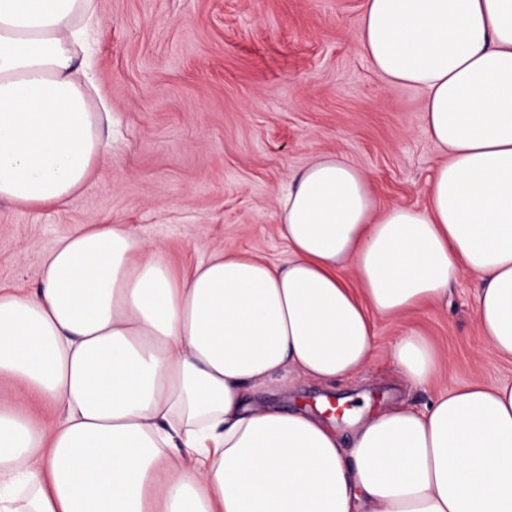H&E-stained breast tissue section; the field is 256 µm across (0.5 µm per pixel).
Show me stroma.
<instances>
[{
    "label": "stroma",
    "instance_id": "stroma-1",
    "mask_svg": "<svg viewBox=\"0 0 512 512\" xmlns=\"http://www.w3.org/2000/svg\"><path fill=\"white\" fill-rule=\"evenodd\" d=\"M364 0H96L83 20L94 60V111L108 110L111 151L76 200L47 210L0 205V285L36 288L45 251L86 224H126L158 242L176 268L213 250L275 262L287 252L278 199L290 173L319 154L345 157L380 204L421 206L444 160L425 135L424 95L386 84L358 47ZM475 276L448 289L444 309L374 318L367 368L318 396L380 409L423 407L473 379L512 382V360L485 342ZM422 331L445 368L425 387L396 388L388 356L403 328Z\"/></svg>",
    "mask_w": 512,
    "mask_h": 512
}]
</instances>
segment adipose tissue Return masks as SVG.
Here are the masks:
<instances>
[{
  "label": "adipose tissue",
  "instance_id": "adipose-tissue-1",
  "mask_svg": "<svg viewBox=\"0 0 512 512\" xmlns=\"http://www.w3.org/2000/svg\"><path fill=\"white\" fill-rule=\"evenodd\" d=\"M94 0H0V203L64 205L109 151L77 57ZM379 77L424 93L445 154L424 207L380 205L366 174L321 156L279 200L280 262L217 250L187 273L124 224L44 254L35 291L0 288V512H512V383L475 380L417 409L354 410L350 436L261 402L366 368L373 316L448 304L512 358V0H364ZM352 267L357 287L343 278ZM407 385L442 366L408 331ZM53 405L52 422L20 409Z\"/></svg>",
  "mask_w": 512,
  "mask_h": 512
}]
</instances>
